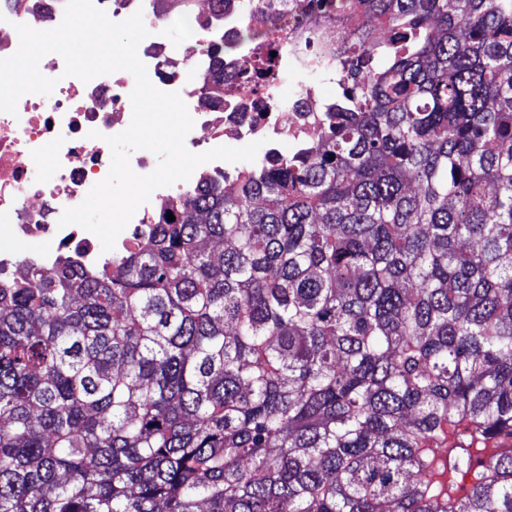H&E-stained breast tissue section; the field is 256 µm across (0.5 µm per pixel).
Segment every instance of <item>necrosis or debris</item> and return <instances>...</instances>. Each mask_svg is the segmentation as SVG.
Returning <instances> with one entry per match:
<instances>
[{"label":"necrosis or debris","mask_w":512,"mask_h":512,"mask_svg":"<svg viewBox=\"0 0 512 512\" xmlns=\"http://www.w3.org/2000/svg\"><path fill=\"white\" fill-rule=\"evenodd\" d=\"M108 18L120 22L142 12L147 37L137 49L150 82L176 92L194 124L187 150L203 153L226 140H266L269 153L282 143L316 144L324 123L325 101L316 84L325 73L316 58L335 63L343 49L335 19L318 0H94ZM65 0H0V58L19 47L17 25L50 30L64 17ZM189 29L182 41L169 37L172 26ZM246 28L269 31L260 42L242 40ZM207 44L234 46V54L204 52ZM277 51L274 73L255 69V60ZM41 73L56 79L50 95L27 94L16 114L0 112V276L16 271L19 259L7 242L26 238L49 246L28 256L29 265L52 271L62 259L83 268L100 264L99 238L78 225L59 227L65 208L83 202L108 175L112 154L104 139L125 131L133 117V75L125 70L90 81L65 76L61 55H45ZM223 84L224 98L213 88ZM200 181L189 179L160 187L132 217L131 226L156 223L168 201Z\"/></svg>","instance_id":"4bbe7bcc"}]
</instances>
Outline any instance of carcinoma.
I'll list each match as a JSON object with an SVG mask.
<instances>
[{"label": "carcinoma", "instance_id": "obj_1", "mask_svg": "<svg viewBox=\"0 0 512 512\" xmlns=\"http://www.w3.org/2000/svg\"><path fill=\"white\" fill-rule=\"evenodd\" d=\"M321 141L0 279V512H512V0H320Z\"/></svg>", "mask_w": 512, "mask_h": 512}]
</instances>
